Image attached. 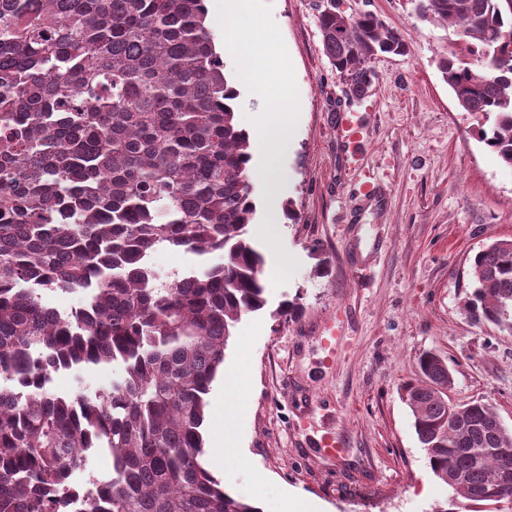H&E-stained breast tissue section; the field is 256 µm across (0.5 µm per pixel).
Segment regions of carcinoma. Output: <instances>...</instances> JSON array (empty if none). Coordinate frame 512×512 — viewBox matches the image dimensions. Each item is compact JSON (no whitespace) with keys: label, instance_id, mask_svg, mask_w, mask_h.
<instances>
[{"label":"carcinoma","instance_id":"obj_1","mask_svg":"<svg viewBox=\"0 0 512 512\" xmlns=\"http://www.w3.org/2000/svg\"><path fill=\"white\" fill-rule=\"evenodd\" d=\"M474 62L444 81L478 114L477 135L512 170V4L412 0ZM324 52L352 98L371 59L406 52L375 14L319 12ZM204 0H0V512H260L205 467L206 396L232 330L267 306L249 236L248 133ZM221 260L164 281L158 250ZM464 310L512 329V240L471 262ZM87 295L62 315L48 291ZM117 362L92 396L52 392L59 368ZM404 386L433 475L470 504L512 512V430L488 402L453 406L445 358L425 351ZM110 484L77 492L88 452Z\"/></svg>","mask_w":512,"mask_h":512}]
</instances>
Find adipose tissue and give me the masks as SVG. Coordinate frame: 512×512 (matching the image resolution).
<instances>
[{
    "instance_id": "ef3b65f1",
    "label": "adipose tissue",
    "mask_w": 512,
    "mask_h": 512,
    "mask_svg": "<svg viewBox=\"0 0 512 512\" xmlns=\"http://www.w3.org/2000/svg\"><path fill=\"white\" fill-rule=\"evenodd\" d=\"M256 0H224L222 4L226 45L239 51L246 75L264 91L284 99L288 93L274 81L266 61L273 54L272 46L260 39L255 31Z\"/></svg>"
}]
</instances>
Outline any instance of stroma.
<instances>
[{
    "mask_svg": "<svg viewBox=\"0 0 512 512\" xmlns=\"http://www.w3.org/2000/svg\"><path fill=\"white\" fill-rule=\"evenodd\" d=\"M338 2L346 16L377 15L407 50L375 56L369 93L349 99L323 51L319 0H263L255 27L278 48L267 67L296 101L271 161L288 213L271 223L269 183L253 178L250 234L277 274L264 280L267 311L244 316L225 350L237 406L225 412L215 379L206 428L223 424L239 449L222 486L265 512H449L454 494L429 467L403 387L419 355L437 352L453 375L449 403H492L512 427V331L464 311L474 254L512 240V170L473 135L442 79L456 36L417 17L411 0ZM220 54L237 122L253 130L276 102L242 81L236 50ZM371 177L384 201L360 194ZM285 300L296 316L272 318ZM121 372L75 367L49 387L92 394ZM326 431L340 453L320 450Z\"/></svg>",
    "mask_w": 512,
    "mask_h": 512,
    "instance_id": "stroma-1",
    "label": "stroma"
}]
</instances>
